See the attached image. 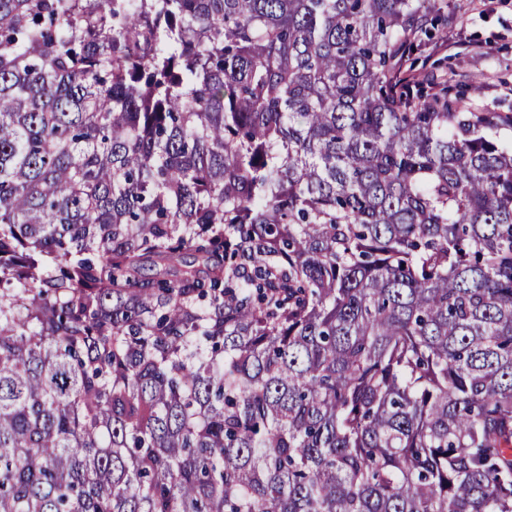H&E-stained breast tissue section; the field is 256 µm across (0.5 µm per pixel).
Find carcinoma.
<instances>
[{
  "label": "carcinoma",
  "instance_id": "cac0c4a2",
  "mask_svg": "<svg viewBox=\"0 0 512 512\" xmlns=\"http://www.w3.org/2000/svg\"><path fill=\"white\" fill-rule=\"evenodd\" d=\"M433 11L0 0V512H512V113L398 78Z\"/></svg>",
  "mask_w": 512,
  "mask_h": 512
}]
</instances>
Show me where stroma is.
<instances>
[{
  "instance_id": "obj_1",
  "label": "stroma",
  "mask_w": 512,
  "mask_h": 512,
  "mask_svg": "<svg viewBox=\"0 0 512 512\" xmlns=\"http://www.w3.org/2000/svg\"><path fill=\"white\" fill-rule=\"evenodd\" d=\"M439 20L418 34L411 80L448 83L472 107L512 112V0H434Z\"/></svg>"
}]
</instances>
